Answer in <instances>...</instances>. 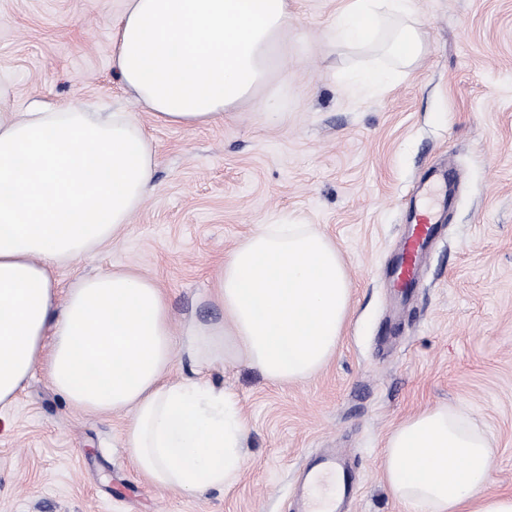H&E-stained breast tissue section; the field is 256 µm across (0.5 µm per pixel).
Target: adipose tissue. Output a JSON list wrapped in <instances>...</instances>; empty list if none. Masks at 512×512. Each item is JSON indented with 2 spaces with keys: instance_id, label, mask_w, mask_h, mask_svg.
Masks as SVG:
<instances>
[{
  "instance_id": "ef3b65f1",
  "label": "adipose tissue",
  "mask_w": 512,
  "mask_h": 512,
  "mask_svg": "<svg viewBox=\"0 0 512 512\" xmlns=\"http://www.w3.org/2000/svg\"><path fill=\"white\" fill-rule=\"evenodd\" d=\"M411 0H340L331 40L380 44L386 66L352 70L348 96L390 88L418 60ZM288 0H125L112 69L155 122L223 120L284 59ZM156 151L128 112L63 103L0 111V410L42 371L86 412L132 411L123 446L156 486L228 489L248 461L247 426L230 392L171 378L174 350L194 368L243 360L273 383L303 382L334 356L350 312L340 250L306 225L263 224L216 274L223 321L174 332L160 287L129 268L62 288L60 266L113 242L148 194ZM385 478L405 512H512L490 489L493 456L457 407L426 408L388 436Z\"/></svg>"
}]
</instances>
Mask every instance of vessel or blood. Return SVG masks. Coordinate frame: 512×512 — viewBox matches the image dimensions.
<instances>
[{"label":"vessel or blood","instance_id":"vessel-or-blood-1","mask_svg":"<svg viewBox=\"0 0 512 512\" xmlns=\"http://www.w3.org/2000/svg\"><path fill=\"white\" fill-rule=\"evenodd\" d=\"M455 183L456 178L450 171L434 169L425 173L419 188L424 197L437 194L449 201L453 198ZM405 222L408 226L407 233L385 272L390 288L404 296L417 287L424 258L441 230L438 212L425 201L410 208ZM339 466L336 458L325 456L313 460L308 466V472L315 476L341 472L340 497L344 500L352 499L358 491V484L350 472L340 471Z\"/></svg>","mask_w":512,"mask_h":512}]
</instances>
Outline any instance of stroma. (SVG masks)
I'll list each match as a JSON object with an SVG mask.
<instances>
[{
	"label": "stroma",
	"mask_w": 512,
	"mask_h": 512,
	"mask_svg": "<svg viewBox=\"0 0 512 512\" xmlns=\"http://www.w3.org/2000/svg\"><path fill=\"white\" fill-rule=\"evenodd\" d=\"M287 57L223 122L185 129L139 112L112 70L124 0H0V109L82 102L135 113L157 151L154 189L120 238L61 267L62 286L133 268L166 295L174 331L223 311L212 278L258 225L283 213L335 241L351 312L314 377L275 385L239 361L204 370L248 429L232 488L201 496L151 484L123 446L132 413L71 406L35 373L0 413V512H295L307 461L346 453L347 512H404L383 444L425 407L484 429L493 487L512 491V0H414L424 52L385 92L345 96L338 78L379 61L329 40L339 0H290ZM454 168L442 238L400 318L381 279L422 176Z\"/></svg>",
	"instance_id": "obj_1"
}]
</instances>
